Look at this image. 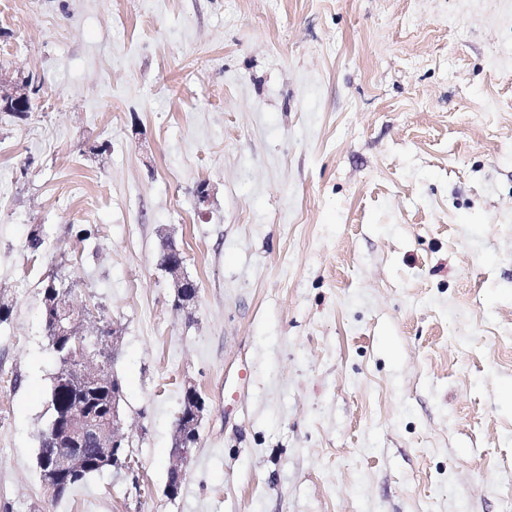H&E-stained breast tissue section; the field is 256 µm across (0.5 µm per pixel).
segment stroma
<instances>
[{"instance_id": "stroma-1", "label": "stroma", "mask_w": 512, "mask_h": 512, "mask_svg": "<svg viewBox=\"0 0 512 512\" xmlns=\"http://www.w3.org/2000/svg\"><path fill=\"white\" fill-rule=\"evenodd\" d=\"M0 66L42 80L0 112V512H512V0H0ZM53 277L122 331L135 463L61 497ZM159 237H161L160 242L169 243L172 245L170 252H173L174 256L162 264L158 262L157 266L168 275L171 281V288L174 289L176 301H179L180 303V300H183L184 302L182 303V306L187 309L189 301L190 305H193L196 302L195 296L198 294L199 288H186L188 283L192 282V279L184 270V259L180 255V253H183L182 250L168 235L161 233ZM192 289H195L194 296L191 292ZM190 295L192 298L189 299L188 296ZM205 410V401L194 387L184 391L183 406L179 421L175 424L173 444L170 449L167 494L177 497L185 476L184 467L197 447L198 427Z\"/></svg>"}]
</instances>
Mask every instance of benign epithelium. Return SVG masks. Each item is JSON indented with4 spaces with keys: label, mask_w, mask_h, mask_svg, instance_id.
Here are the masks:
<instances>
[{
    "label": "benign epithelium",
    "mask_w": 512,
    "mask_h": 512,
    "mask_svg": "<svg viewBox=\"0 0 512 512\" xmlns=\"http://www.w3.org/2000/svg\"><path fill=\"white\" fill-rule=\"evenodd\" d=\"M38 77L29 74L7 78L0 71V103L17 106L31 102L40 91ZM161 242L172 245L174 253L169 260L159 265L174 289L175 299L182 306L195 303L188 283L191 278L184 270L182 250L166 234H160ZM88 311L77 308L71 302L60 301L53 312L55 336L67 339L64 354L59 356L57 382L70 389H95L104 383L106 359L108 353H117L121 333L112 327V333L99 331L94 335L85 332ZM123 395L112 399V413L96 415L88 412L82 405L73 406L63 421L52 423L51 435L64 443L55 452L44 451L37 458L41 480L49 484L51 480L65 474H75L84 465L83 447L91 444L101 461H110L112 466L124 467L118 459L119 450L129 447V440L121 432L120 401ZM205 410V401L194 387L184 391L183 406L179 421L175 424L173 444L170 449V467L168 470L167 494L177 497L185 476L184 467L197 447L198 427Z\"/></svg>",
    "instance_id": "1"
}]
</instances>
